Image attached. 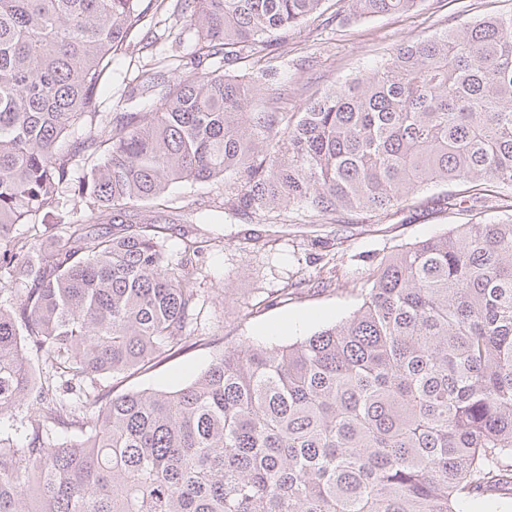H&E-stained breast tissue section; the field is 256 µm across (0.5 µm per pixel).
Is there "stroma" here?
<instances>
[{
	"label": "stroma",
	"instance_id": "1",
	"mask_svg": "<svg viewBox=\"0 0 512 512\" xmlns=\"http://www.w3.org/2000/svg\"><path fill=\"white\" fill-rule=\"evenodd\" d=\"M511 13L512 0H418L407 12L358 19L348 16L344 0H326L321 17L290 30L263 60L242 59L229 71L273 68L259 105L300 112L310 97L379 65L402 42ZM148 41V47L115 59L101 111H133L145 71L163 61L185 65L191 59L192 33L173 27L164 15L151 21ZM439 192L436 186L415 191L381 222L347 212L314 226L291 206L265 217L235 213L220 182L182 184L170 197L176 234L166 243V256L179 260L184 233L212 241L197 261L200 314L194 333L200 341L153 371L114 378V388L171 391L205 369L225 344L285 345L345 320L360 306L382 256L463 223L461 215L432 210L430 200ZM332 238L340 244L329 260L322 242ZM301 268L312 283L298 289L293 282Z\"/></svg>",
	"mask_w": 512,
	"mask_h": 512
}]
</instances>
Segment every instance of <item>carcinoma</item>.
Returning <instances> with one entry per match:
<instances>
[{
	"label": "carcinoma",
	"mask_w": 512,
	"mask_h": 512,
	"mask_svg": "<svg viewBox=\"0 0 512 512\" xmlns=\"http://www.w3.org/2000/svg\"><path fill=\"white\" fill-rule=\"evenodd\" d=\"M165 0H0V512H472L512 499V217L378 261L347 319L231 344L171 392L77 390L195 345L193 262L164 252L168 191L224 181L238 211L380 221L409 194L465 215L512 191V14L399 44L306 103L253 111L263 54L324 0H177L195 73L146 79L149 111L101 112L114 59ZM354 17L417 0H346ZM83 134L75 135L76 129ZM85 169L74 176L75 168ZM87 209L72 219L62 190ZM58 219L50 249L16 232ZM63 385L37 382L30 354ZM64 434V441L48 443ZM32 407L28 401L16 403L5 415L0 416V429L12 435L18 443H23L29 427Z\"/></svg>",
	"instance_id": "carcinoma-1"
}]
</instances>
